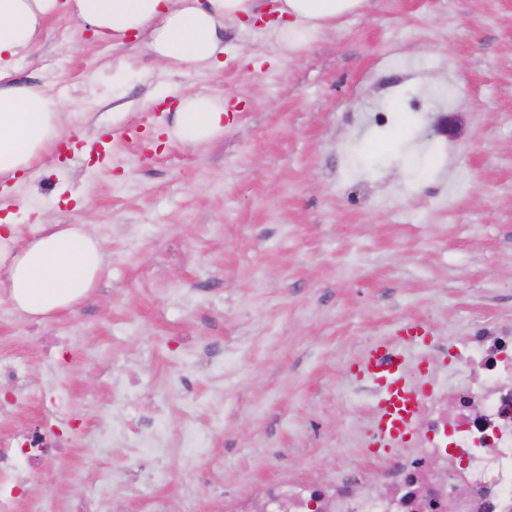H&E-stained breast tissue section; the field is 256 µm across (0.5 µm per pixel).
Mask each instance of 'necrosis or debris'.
<instances>
[{
	"instance_id": "obj_1",
	"label": "necrosis or debris",
	"mask_w": 512,
	"mask_h": 512,
	"mask_svg": "<svg viewBox=\"0 0 512 512\" xmlns=\"http://www.w3.org/2000/svg\"><path fill=\"white\" fill-rule=\"evenodd\" d=\"M457 371L450 390L425 401V436L403 465L387 471L384 496L370 494L352 472L333 485L265 483L257 496L226 498L224 512H311L314 498L321 500L322 512H512V326L479 328L458 352ZM99 441L104 448L136 449L144 465L176 443L194 453L203 436L191 429L171 435L158 417L146 433L130 435L116 424ZM64 448L54 429L14 425L0 435V484L35 480L44 462ZM458 483L469 484L472 495L450 498Z\"/></svg>"
}]
</instances>
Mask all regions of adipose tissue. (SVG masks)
<instances>
[{
	"label": "adipose tissue",
	"mask_w": 512,
	"mask_h": 512,
	"mask_svg": "<svg viewBox=\"0 0 512 512\" xmlns=\"http://www.w3.org/2000/svg\"><path fill=\"white\" fill-rule=\"evenodd\" d=\"M283 24L271 36L294 56L368 0H276ZM258 0H0V177L33 175L62 141L66 125L59 101L44 87L15 82L14 62L37 41L48 20L63 15L90 28L100 42L139 41L140 51L170 71L219 66L225 23L255 15ZM230 119L223 98L182 95L168 130L171 140L198 147L223 137ZM106 262L100 239L81 224H50L26 245L0 237V269L14 307L33 318L72 308L98 282Z\"/></svg>",
	"instance_id": "ef3b65f1"
}]
</instances>
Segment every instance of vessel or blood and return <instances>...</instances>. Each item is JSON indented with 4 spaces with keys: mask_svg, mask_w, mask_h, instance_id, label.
<instances>
[{
    "mask_svg": "<svg viewBox=\"0 0 512 512\" xmlns=\"http://www.w3.org/2000/svg\"><path fill=\"white\" fill-rule=\"evenodd\" d=\"M425 341L424 332L407 329L399 340L373 346L358 365L359 374L372 388L374 437L381 450L407 447L415 431L426 388L414 379L406 350Z\"/></svg>",
    "mask_w": 512,
    "mask_h": 512,
    "instance_id": "1",
    "label": "vessel or blood"
}]
</instances>
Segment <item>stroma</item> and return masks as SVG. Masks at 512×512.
I'll list each match as a JSON object with an SVG mask.
<instances>
[{"instance_id": "1", "label": "stroma", "mask_w": 512, "mask_h": 512, "mask_svg": "<svg viewBox=\"0 0 512 512\" xmlns=\"http://www.w3.org/2000/svg\"><path fill=\"white\" fill-rule=\"evenodd\" d=\"M224 46L205 73L147 56L120 71L123 49L59 18L15 65L59 98L73 135L35 180L0 179V218L22 244L39 217L87 225L107 261L80 304L44 320L0 288V352L27 369L0 430L41 425L67 396L66 455L30 489L62 512L95 480L114 512L157 498L221 512L270 480L384 476L400 455L370 447L355 361L418 326L433 385L465 336L512 320V0H371L289 59L262 20L225 25ZM186 91L223 97L221 139L170 141ZM384 108L385 125L365 124ZM123 362L140 379L131 411L109 398ZM185 372L188 395L161 401ZM159 408L172 432L207 437L129 480L135 449L94 439L120 415L144 431Z\"/></svg>"}]
</instances>
